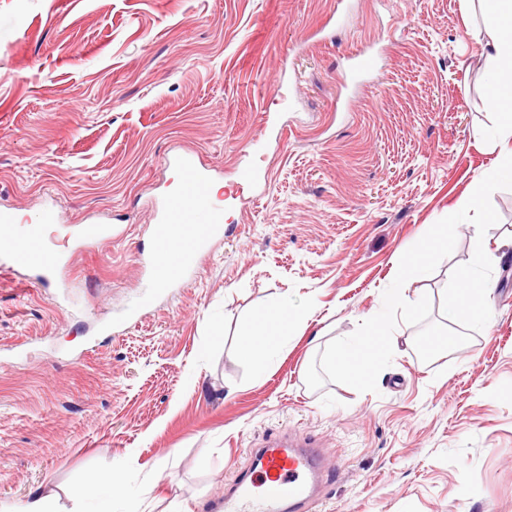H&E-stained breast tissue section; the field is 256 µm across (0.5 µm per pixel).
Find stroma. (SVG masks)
<instances>
[{
	"mask_svg": "<svg viewBox=\"0 0 512 512\" xmlns=\"http://www.w3.org/2000/svg\"><path fill=\"white\" fill-rule=\"evenodd\" d=\"M0 0V210L50 208L64 238L112 235L51 273L0 265V502L116 473L114 512H209L265 435L315 442L340 467L318 512H512V190L485 237L406 297L431 300L476 240L493 263L492 316L423 362L395 328L378 390L305 384L316 354L382 308L394 259L496 164L488 36L461 0ZM372 48L373 70L346 78ZM289 103L266 129L280 75ZM268 141L258 184L231 185ZM187 154L231 186L223 240L145 315L112 325L147 276L156 206ZM288 300L302 320L281 328ZM264 324L271 359L246 362Z\"/></svg>",
	"mask_w": 512,
	"mask_h": 512,
	"instance_id": "1",
	"label": "stroma"
}]
</instances>
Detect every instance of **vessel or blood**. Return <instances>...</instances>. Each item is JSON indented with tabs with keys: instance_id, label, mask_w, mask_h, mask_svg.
Here are the masks:
<instances>
[{
	"instance_id": "b4317fda",
	"label": "vessel or blood",
	"mask_w": 512,
	"mask_h": 512,
	"mask_svg": "<svg viewBox=\"0 0 512 512\" xmlns=\"http://www.w3.org/2000/svg\"><path fill=\"white\" fill-rule=\"evenodd\" d=\"M178 187L165 196L155 224L150 251L140 258L148 272L147 289L134 310L150 308L159 289L169 287L197 266L201 252L224 236V201L212 194L211 181L187 156L176 159ZM17 216L0 212V241L9 246L12 264L44 270L55 268L61 254L37 231L17 234ZM334 467L317 448L286 437H269L254 449L251 467L237 471L215 501V512H314L321 492L332 481Z\"/></svg>"
}]
</instances>
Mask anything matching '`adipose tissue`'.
Instances as JSON below:
<instances>
[{
    "instance_id": "adipose-tissue-1",
    "label": "adipose tissue",
    "mask_w": 512,
    "mask_h": 512,
    "mask_svg": "<svg viewBox=\"0 0 512 512\" xmlns=\"http://www.w3.org/2000/svg\"><path fill=\"white\" fill-rule=\"evenodd\" d=\"M489 34V89L485 105L496 117L495 136L500 162L486 181L490 184L512 182V0H480Z\"/></svg>"
}]
</instances>
